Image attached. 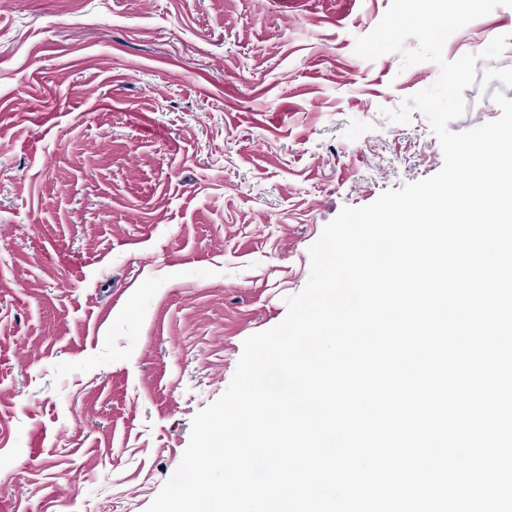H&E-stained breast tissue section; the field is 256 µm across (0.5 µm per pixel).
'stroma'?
<instances>
[{
	"mask_svg": "<svg viewBox=\"0 0 512 512\" xmlns=\"http://www.w3.org/2000/svg\"><path fill=\"white\" fill-rule=\"evenodd\" d=\"M391 0H0V512H145L342 207L443 165ZM512 35L499 6L444 57ZM512 99L478 61L459 132Z\"/></svg>",
	"mask_w": 512,
	"mask_h": 512,
	"instance_id": "stroma-1",
	"label": "stroma"
}]
</instances>
